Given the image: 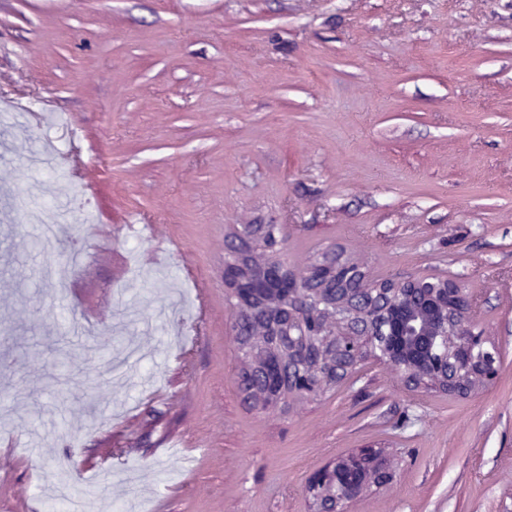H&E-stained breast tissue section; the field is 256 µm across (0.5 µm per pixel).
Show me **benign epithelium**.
<instances>
[{
    "instance_id": "benign-epithelium-1",
    "label": "benign epithelium",
    "mask_w": 512,
    "mask_h": 512,
    "mask_svg": "<svg viewBox=\"0 0 512 512\" xmlns=\"http://www.w3.org/2000/svg\"><path fill=\"white\" fill-rule=\"evenodd\" d=\"M255 268L261 271L258 278L241 275L235 265L227 266L224 282L232 290L237 311L257 317L259 330L267 329L266 317L270 315L285 321L288 326L300 323L305 316L301 303L315 297L318 305L324 304L330 310L327 316L318 319V323L332 329L341 348L356 358L362 354L367 341H373L377 336H422L438 341L450 357L449 369L431 367L420 349L398 360L393 358L390 350L381 354V358L401 372L411 385L418 383L469 395L494 385L499 377L495 357L484 350V336L474 332L468 321L474 297L446 279H407L391 283L389 293L400 297L417 290L422 292L418 311L394 330L390 325V306L376 309L373 304L366 303L369 284L363 278L356 288H336V300L327 305L322 294L328 284L321 282L314 268L298 273L280 262L257 264ZM288 353L286 363L278 358L273 363L257 364L263 370L266 388L277 386V377L285 366L288 372L297 370L308 380L329 375V361L323 356L303 362V368L298 370L293 350ZM382 474L377 451L366 446L318 469L308 484L320 499L327 496L351 499L368 485L382 481Z\"/></svg>"
}]
</instances>
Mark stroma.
Segmentation results:
<instances>
[{"label":"stroma","instance_id":"35a3bbf8","mask_svg":"<svg viewBox=\"0 0 512 512\" xmlns=\"http://www.w3.org/2000/svg\"><path fill=\"white\" fill-rule=\"evenodd\" d=\"M249 224L297 269L477 296L497 382L369 355L252 408L224 283ZM173 430L193 463L157 455ZM364 446L391 478L345 512H512V0H0V512H315L312 473ZM280 229L275 224H268L260 234H257L256 230L251 229L246 231L243 230L242 234H236L235 239L238 243L232 241L230 246V254L225 264H231L240 260L243 255L252 250V248L261 247H272L277 241V234ZM245 236V238H244Z\"/></svg>","mask_w":512,"mask_h":512}]
</instances>
